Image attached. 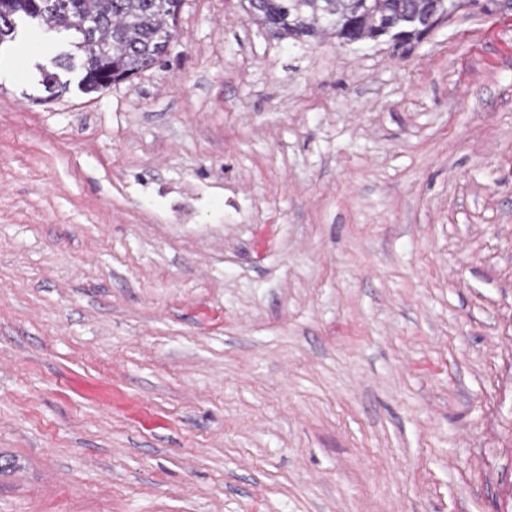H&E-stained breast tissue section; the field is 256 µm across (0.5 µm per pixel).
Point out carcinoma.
<instances>
[{"instance_id": "carcinoma-1", "label": "carcinoma", "mask_w": 512, "mask_h": 512, "mask_svg": "<svg viewBox=\"0 0 512 512\" xmlns=\"http://www.w3.org/2000/svg\"><path fill=\"white\" fill-rule=\"evenodd\" d=\"M462 0H244L250 21L283 39L335 37L347 42L346 24L354 21L361 41H376L398 31L406 17L416 24L404 39L429 31L428 21L448 13V4ZM183 0H54L52 7L34 10V0H9L8 17L0 16V46L15 38L16 24L25 17L46 33L69 32L70 49L56 56L55 65L68 69L74 61L99 68L117 81L151 68L166 54ZM93 15L98 27L84 31L79 21Z\"/></svg>"}]
</instances>
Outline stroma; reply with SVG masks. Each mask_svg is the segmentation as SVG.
<instances>
[{"label":"stroma","instance_id":"obj_1","mask_svg":"<svg viewBox=\"0 0 512 512\" xmlns=\"http://www.w3.org/2000/svg\"><path fill=\"white\" fill-rule=\"evenodd\" d=\"M176 31L0 48V512H512V9Z\"/></svg>","mask_w":512,"mask_h":512}]
</instances>
